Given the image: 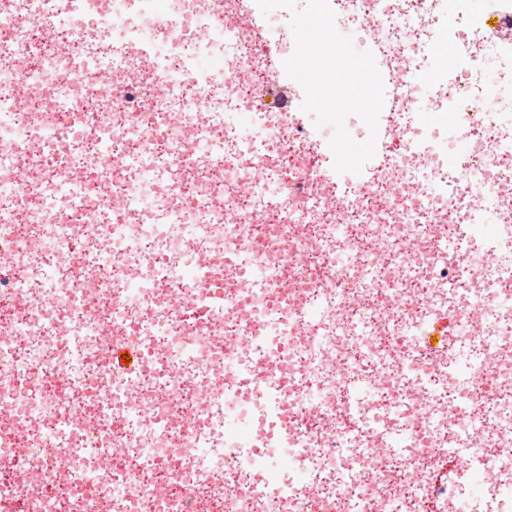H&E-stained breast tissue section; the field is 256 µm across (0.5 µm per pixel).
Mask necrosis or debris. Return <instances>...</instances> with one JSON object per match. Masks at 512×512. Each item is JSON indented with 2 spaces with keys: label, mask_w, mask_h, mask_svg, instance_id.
Segmentation results:
<instances>
[{
  "label": "necrosis or debris",
  "mask_w": 512,
  "mask_h": 512,
  "mask_svg": "<svg viewBox=\"0 0 512 512\" xmlns=\"http://www.w3.org/2000/svg\"><path fill=\"white\" fill-rule=\"evenodd\" d=\"M167 2L0 0V499L512 512L500 33L467 0H329L390 102L383 146L335 177L287 52L258 59L239 17L211 25V0ZM446 315L449 348L431 352L422 336ZM113 343L135 369L112 367ZM444 453L466 472L411 480Z\"/></svg>",
  "instance_id": "4bbe7bcc"
}]
</instances>
